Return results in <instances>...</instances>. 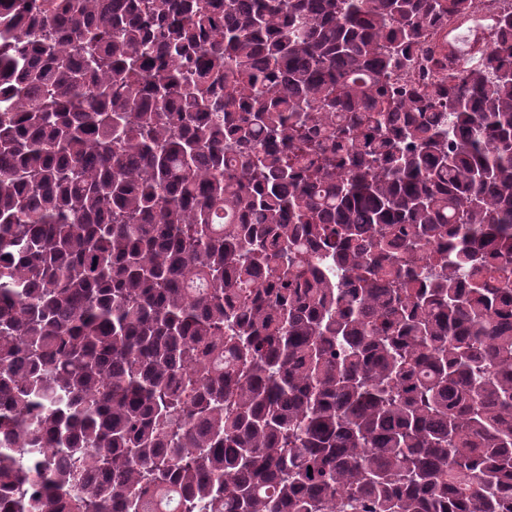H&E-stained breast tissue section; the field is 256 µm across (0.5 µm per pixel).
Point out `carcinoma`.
Segmentation results:
<instances>
[{
    "mask_svg": "<svg viewBox=\"0 0 512 512\" xmlns=\"http://www.w3.org/2000/svg\"><path fill=\"white\" fill-rule=\"evenodd\" d=\"M0 0V512H512V13ZM477 3L472 14L447 16L430 28L425 40L414 48L411 61L395 73V82L423 85L444 77L448 83V78L488 54L497 41V21L504 13H512V1L478 0ZM462 27L469 29L471 35L464 50L454 40L455 32Z\"/></svg>",
    "mask_w": 512,
    "mask_h": 512,
    "instance_id": "carcinoma-1",
    "label": "carcinoma"
}]
</instances>
